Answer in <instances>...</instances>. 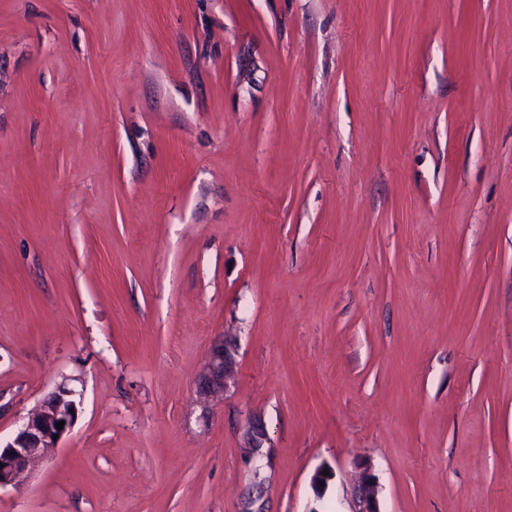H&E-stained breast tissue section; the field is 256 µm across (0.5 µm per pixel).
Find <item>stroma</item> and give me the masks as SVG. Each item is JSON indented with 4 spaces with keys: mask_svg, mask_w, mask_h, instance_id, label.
Masks as SVG:
<instances>
[{
    "mask_svg": "<svg viewBox=\"0 0 512 512\" xmlns=\"http://www.w3.org/2000/svg\"><path fill=\"white\" fill-rule=\"evenodd\" d=\"M62 384L0 512H512V0H0V438ZM231 368L230 345L224 342L216 346L212 351L206 371L200 382V392L210 394L224 391L226 381L230 378ZM77 395L65 385L58 386L27 416L11 441L3 445L0 438V463H3L0 488L26 483L31 465L70 431L80 402ZM60 421H64V427L58 430L56 422ZM55 435H58L57 439H54ZM377 495L374 475L366 468L355 487V508L352 512H380Z\"/></svg>",
    "mask_w": 512,
    "mask_h": 512,
    "instance_id": "35a3bbf8",
    "label": "stroma"
}]
</instances>
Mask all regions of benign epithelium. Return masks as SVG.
Instances as JSON below:
<instances>
[{
    "label": "benign epithelium",
    "mask_w": 512,
    "mask_h": 512,
    "mask_svg": "<svg viewBox=\"0 0 512 512\" xmlns=\"http://www.w3.org/2000/svg\"><path fill=\"white\" fill-rule=\"evenodd\" d=\"M231 368L230 345L224 342L212 351L200 382V392L223 391ZM76 396V391L65 385L57 387L27 416L11 441L4 445L0 443V463L3 464L0 488L26 483L30 478L31 465L70 431L78 412ZM60 421L64 422V427L59 430L56 423ZM377 495L376 480L367 468L355 487L353 512H380Z\"/></svg>",
    "instance_id": "obj_1"
}]
</instances>
